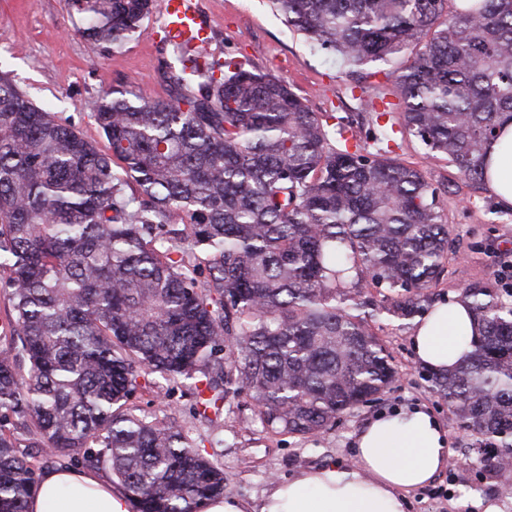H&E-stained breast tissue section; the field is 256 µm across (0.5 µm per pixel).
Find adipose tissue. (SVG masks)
<instances>
[{"label": "adipose tissue", "instance_id": "adipose-tissue-1", "mask_svg": "<svg viewBox=\"0 0 512 512\" xmlns=\"http://www.w3.org/2000/svg\"><path fill=\"white\" fill-rule=\"evenodd\" d=\"M488 188L512 207V123L487 146ZM477 323L459 297L433 305L412 337L419 362L442 372L473 351ZM357 464L328 463L275 483L260 507L234 497L206 501L203 512H408L407 496L429 484L448 464L446 431L419 409L382 415L356 439ZM123 491L87 470L45 471L27 502V512H133Z\"/></svg>", "mask_w": 512, "mask_h": 512}]
</instances>
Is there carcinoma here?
<instances>
[{"label":"carcinoma","instance_id":"1","mask_svg":"<svg viewBox=\"0 0 512 512\" xmlns=\"http://www.w3.org/2000/svg\"><path fill=\"white\" fill-rule=\"evenodd\" d=\"M155 3L65 0L109 51ZM272 4L352 74L419 47L372 87L366 134L361 114L313 112L282 78L188 41H162L168 99L102 97L105 149L0 70V512H26L36 484L23 441L107 465L138 512L224 494L195 439L127 407L146 374L193 380L203 417L243 392L252 421L303 438L395 380L373 325L421 314L459 252L440 196L488 190L486 146L512 122V0ZM405 139L457 179L429 182L396 153ZM460 297L474 354L426 380L485 437L489 470L512 471V291L477 281Z\"/></svg>","mask_w":512,"mask_h":512}]
</instances>
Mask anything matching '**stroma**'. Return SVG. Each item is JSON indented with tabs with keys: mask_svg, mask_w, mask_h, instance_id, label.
Returning <instances> with one entry per match:
<instances>
[{
	"mask_svg": "<svg viewBox=\"0 0 512 512\" xmlns=\"http://www.w3.org/2000/svg\"><path fill=\"white\" fill-rule=\"evenodd\" d=\"M214 40V58L232 55L250 67L286 82L315 112H359L363 106L347 90L350 79L328 53L312 48L276 15L270 0H201ZM160 15L146 20L118 51L86 41L76 33L64 0H0V69L8 71L35 103L51 105L62 123L72 125L98 146H106L92 114L98 100L115 89H128L149 100L167 98L159 72L164 56L159 40ZM442 206L449 230L460 246L447 275L430 290L433 301L457 295L460 288L489 281L512 289V208H502L489 192L465 198L451 194ZM415 321L380 319L375 330L394 359L395 382L381 399L337 419L318 440L268 432L248 424L252 401L239 395L226 401L217 423L193 410L188 381L149 374L129 402L134 413L169 416L202 452L224 469L225 495L257 504L276 480L329 462L354 464L359 429L382 413L405 407L430 411L447 429L451 465L410 496L409 512H483L486 500L500 499L512 512V472L489 474L467 462L477 438L463 430L447 403L432 392L413 351Z\"/></svg>",
	"mask_w": 512,
	"mask_h": 512,
	"instance_id": "35a3bbf8",
	"label": "stroma"
}]
</instances>
